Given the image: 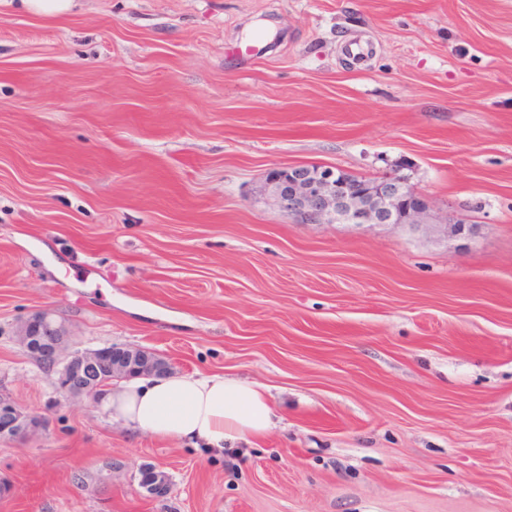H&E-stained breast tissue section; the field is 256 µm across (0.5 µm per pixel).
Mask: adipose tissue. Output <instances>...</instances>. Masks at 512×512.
Segmentation results:
<instances>
[{"label": "adipose tissue", "instance_id": "adipose-tissue-1", "mask_svg": "<svg viewBox=\"0 0 512 512\" xmlns=\"http://www.w3.org/2000/svg\"><path fill=\"white\" fill-rule=\"evenodd\" d=\"M99 403L133 433L209 448L263 438L280 421L266 386L219 373L121 381Z\"/></svg>", "mask_w": 512, "mask_h": 512}]
</instances>
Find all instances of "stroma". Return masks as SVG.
Returning a JSON list of instances; mask_svg holds the SVG:
<instances>
[{
  "label": "stroma",
  "instance_id": "1",
  "mask_svg": "<svg viewBox=\"0 0 512 512\" xmlns=\"http://www.w3.org/2000/svg\"><path fill=\"white\" fill-rule=\"evenodd\" d=\"M300 164L405 175L432 223H296L264 186ZM46 310L282 421L132 434L25 355ZM1 392L46 427L0 440V512H512V0H0ZM26 10L40 17H60L66 15L73 6V0H20ZM138 485L144 497L152 500H163L171 490L170 476L163 466L144 462L140 464L135 473Z\"/></svg>",
  "mask_w": 512,
  "mask_h": 512
}]
</instances>
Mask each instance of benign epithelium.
Instances as JSON below:
<instances>
[{
	"mask_svg": "<svg viewBox=\"0 0 512 512\" xmlns=\"http://www.w3.org/2000/svg\"><path fill=\"white\" fill-rule=\"evenodd\" d=\"M266 185L279 212L297 223L357 227L430 224L428 198L399 173L371 179L346 176L330 167L283 166L268 172ZM18 338L38 363L49 368L63 364L56 384L71 398L95 397L114 380L171 371L163 357L139 347L112 343L97 349H73L68 327L54 322L47 311L21 322ZM44 425L42 416L0 394V439L22 441ZM135 477L146 498L162 500L170 493V476L159 464H140Z\"/></svg>",
	"mask_w": 512,
	"mask_h": 512,
	"instance_id": "obj_1",
	"label": "benign epithelium"
}]
</instances>
